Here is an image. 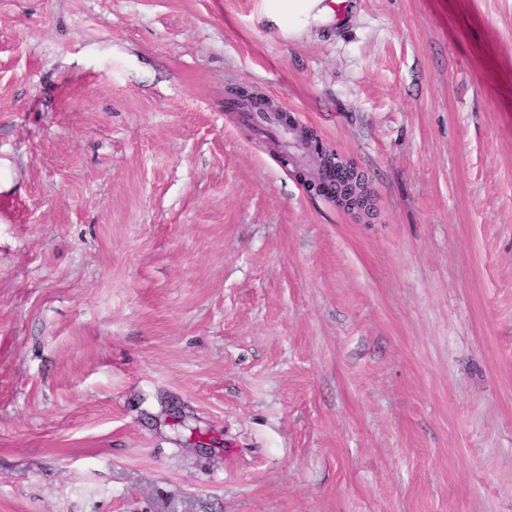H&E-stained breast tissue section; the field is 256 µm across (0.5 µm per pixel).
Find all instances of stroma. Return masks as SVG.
<instances>
[{"mask_svg": "<svg viewBox=\"0 0 512 512\" xmlns=\"http://www.w3.org/2000/svg\"><path fill=\"white\" fill-rule=\"evenodd\" d=\"M340 4L0 0V512H512V0ZM332 1V2H330ZM336 0H264L263 16L282 34L293 35L330 22ZM286 111L269 112L263 121L277 127L285 136L289 135V127L297 131L299 140L316 162L314 169L297 168L296 176L311 190L332 197L340 208L356 213L365 211L369 205V191L364 175L352 163L344 161L337 151L324 148L312 130L287 122L282 113ZM330 173L334 176L333 186L321 187L319 175Z\"/></svg>", "mask_w": 512, "mask_h": 512, "instance_id": "35a3bbf8", "label": "stroma"}]
</instances>
